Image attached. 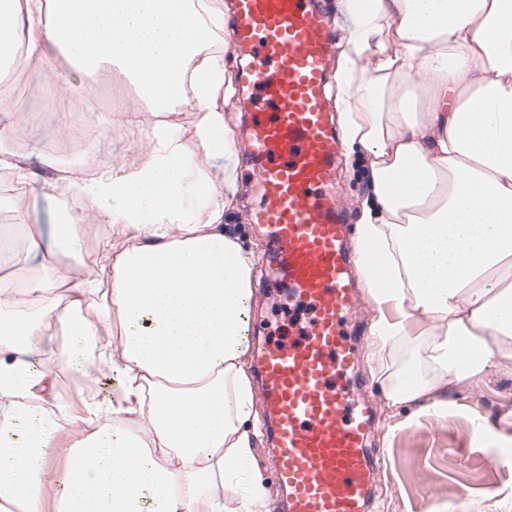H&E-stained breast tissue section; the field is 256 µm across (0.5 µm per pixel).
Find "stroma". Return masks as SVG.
I'll use <instances>...</instances> for the list:
<instances>
[{
    "label": "stroma",
    "mask_w": 512,
    "mask_h": 512,
    "mask_svg": "<svg viewBox=\"0 0 512 512\" xmlns=\"http://www.w3.org/2000/svg\"><path fill=\"white\" fill-rule=\"evenodd\" d=\"M6 77L0 99L24 101L29 135L0 142V158L10 162L8 180H0V217L39 224L48 231L56 211L66 207L73 194L68 183L73 172L81 170L83 157L120 156L127 150L142 155L143 147L136 144L138 125L151 114L139 101L126 127L116 130L108 125L114 90L134 88L131 78L115 65L100 70L91 90L68 56L59 52L44 63L13 61ZM44 157L54 158V168H42ZM235 163L239 190L224 214V228L253 251V280L258 284L267 274L262 236L247 220L249 209L259 201L257 173L243 157H236ZM26 168L53 179L56 191L32 194L22 176ZM371 388L379 399L372 439L381 461L375 512H492L494 498L512 499V468H498L486 450L469 446L475 418L491 421L512 410V372L466 387L441 417L415 403L390 407L379 383ZM407 417L410 427L398 429L397 421Z\"/></svg>",
    "instance_id": "35a3bbf8"
}]
</instances>
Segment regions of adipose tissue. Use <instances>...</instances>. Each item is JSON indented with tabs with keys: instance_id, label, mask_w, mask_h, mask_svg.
Instances as JSON below:
<instances>
[{
	"instance_id": "ef3b65f1",
	"label": "adipose tissue",
	"mask_w": 512,
	"mask_h": 512,
	"mask_svg": "<svg viewBox=\"0 0 512 512\" xmlns=\"http://www.w3.org/2000/svg\"><path fill=\"white\" fill-rule=\"evenodd\" d=\"M342 140L366 191L353 248L373 306L370 374L389 406L448 410L453 391L512 366V0H339ZM222 0H0V58L65 50L85 85L118 65L155 114L135 163L79 192L107 203L111 265L26 315L0 289V512H270L261 424L245 368L252 254L224 235L236 140L218 95L211 28ZM195 112L185 139L168 116ZM224 155L216 186L202 160ZM82 245L60 211L6 264L39 272L36 301L64 283L47 256ZM99 347L103 399L49 416L61 339ZM68 451L61 486L44 480Z\"/></svg>"
}]
</instances>
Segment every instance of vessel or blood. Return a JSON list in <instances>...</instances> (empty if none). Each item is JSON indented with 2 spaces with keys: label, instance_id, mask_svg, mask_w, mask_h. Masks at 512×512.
I'll return each instance as SVG.
<instances>
[{
  "label": "vessel or blood",
  "instance_id": "1",
  "mask_svg": "<svg viewBox=\"0 0 512 512\" xmlns=\"http://www.w3.org/2000/svg\"><path fill=\"white\" fill-rule=\"evenodd\" d=\"M228 49L246 58L259 97L248 152L262 168L251 223L265 229L277 304L288 332L253 337L266 444L283 512H369L377 403L354 368L360 337L345 333L357 301L345 211L330 188L340 135L326 82L333 38L316 0H234Z\"/></svg>",
  "mask_w": 512,
  "mask_h": 512
}]
</instances>
